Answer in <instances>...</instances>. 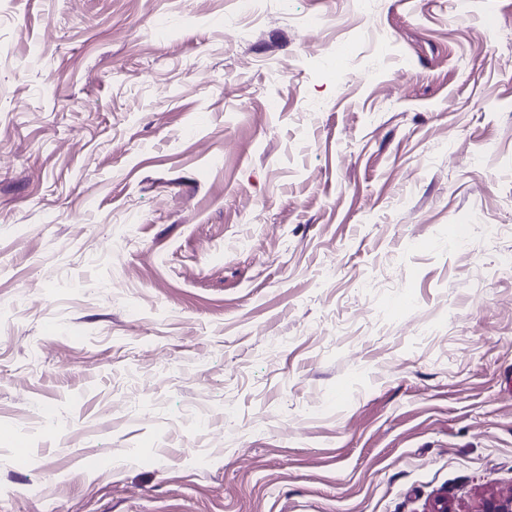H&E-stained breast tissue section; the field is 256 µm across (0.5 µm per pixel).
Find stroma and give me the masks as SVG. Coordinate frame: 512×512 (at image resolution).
I'll list each match as a JSON object with an SVG mask.
<instances>
[{"label":"stroma","instance_id":"stroma-1","mask_svg":"<svg viewBox=\"0 0 512 512\" xmlns=\"http://www.w3.org/2000/svg\"><path fill=\"white\" fill-rule=\"evenodd\" d=\"M508 256L512 0H0V512H473Z\"/></svg>","mask_w":512,"mask_h":512}]
</instances>
